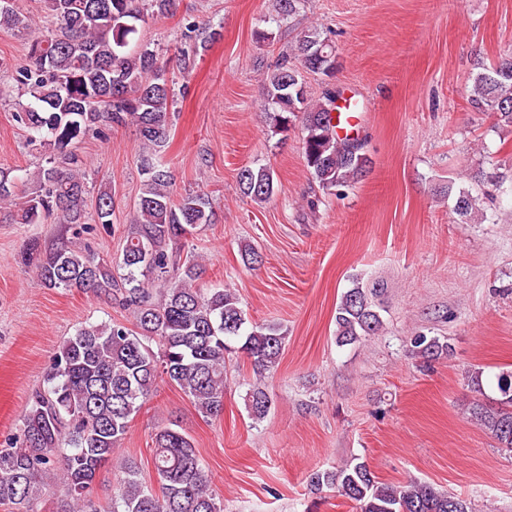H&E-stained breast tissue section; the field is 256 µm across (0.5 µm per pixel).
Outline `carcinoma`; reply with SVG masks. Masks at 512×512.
I'll return each mask as SVG.
<instances>
[{
    "label": "carcinoma",
    "mask_w": 512,
    "mask_h": 512,
    "mask_svg": "<svg viewBox=\"0 0 512 512\" xmlns=\"http://www.w3.org/2000/svg\"><path fill=\"white\" fill-rule=\"evenodd\" d=\"M55 21L48 36L29 45L28 63L15 82L29 101L14 112L27 133V145L68 154L89 133L134 125L143 148L155 149L170 136L168 108L173 98L159 53L138 44V26L151 14L172 15L176 0H45ZM0 27L30 29L32 22L0 0ZM336 69V45L317 29L301 35L291 56L267 73L266 114L275 134L302 121V155L308 171L325 190L346 188L371 165L356 138L336 135V96L312 102L303 72L328 76ZM471 78L468 104L491 112L512 126V53L478 66ZM144 188L135 224L126 236L119 267L96 253L60 248L35 265L48 288H79L104 295L130 311L132 324L114 320L88 324L64 340L44 373L43 385L29 396L19 418L20 434L0 444V508L39 512L42 498L56 495L55 512H101L90 488L124 440L129 423L165 381L188 396L207 418L224 414L225 355L241 352L256 382L245 405L255 419L265 418L273 398L262 378L279 362L286 336L275 323L251 322L238 297L223 288L199 283L202 268L181 240L213 223L204 193L174 199L171 175L151 156L143 159ZM30 180L33 192L21 203V224H39L63 213L70 224L112 223V192L97 195L95 213L84 209L86 184L78 171L46 162ZM243 193L257 203L276 195L271 168L245 166L238 172ZM17 177L0 168V202L15 197ZM454 211L464 224L487 219L484 201L469 188L448 186ZM383 288L352 280L336 308V344L354 345L384 330L380 314ZM411 354L424 367L450 355L448 342L418 333L409 339ZM484 371L468 374L479 395L469 414L502 448L512 451V371L496 375L499 396L484 395ZM156 485L143 481L136 462L116 467L115 490L106 512H224L211 489V478L188 435L164 427L151 436ZM310 487L339 493L356 512H475L459 494L425 482L400 485L378 481L369 465L349 462L310 474Z\"/></svg>",
    "instance_id": "1"
}]
</instances>
